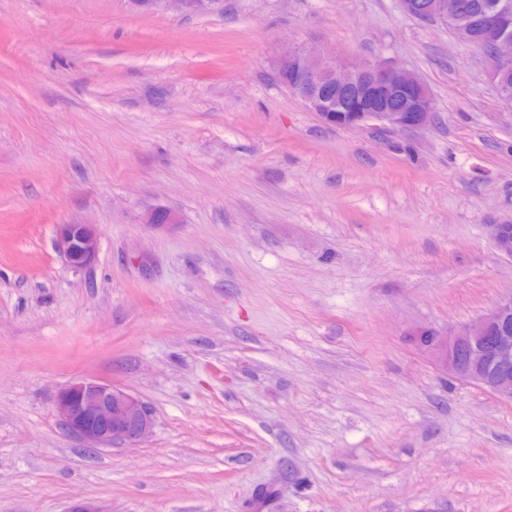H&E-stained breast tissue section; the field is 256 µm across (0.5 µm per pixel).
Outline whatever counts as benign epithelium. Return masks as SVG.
Masks as SVG:
<instances>
[{
  "label": "benign epithelium",
  "mask_w": 512,
  "mask_h": 512,
  "mask_svg": "<svg viewBox=\"0 0 512 512\" xmlns=\"http://www.w3.org/2000/svg\"><path fill=\"white\" fill-rule=\"evenodd\" d=\"M186 14L204 12L218 0H166ZM403 9L420 20L443 19L457 26L466 41L469 30L457 24L467 5L448 0H400ZM512 3L503 0L498 11L482 23L480 40L492 55L490 79L512 67V34L505 20ZM282 83L305 107L329 127L348 128L369 122L396 131L416 130L432 121V98L413 72L388 62L352 65L339 59L295 51L277 64ZM496 249L512 258V224H489ZM100 228L97 224H60L56 244L76 270L95 259ZM415 345L444 371L465 376L492 391L512 398V298L499 303L472 325L439 333L426 328L409 332ZM56 410L66 429L89 448H112L144 440L153 418L146 405L131 393L108 383L81 381L61 391Z\"/></svg>",
  "instance_id": "benign-epithelium-1"
}]
</instances>
